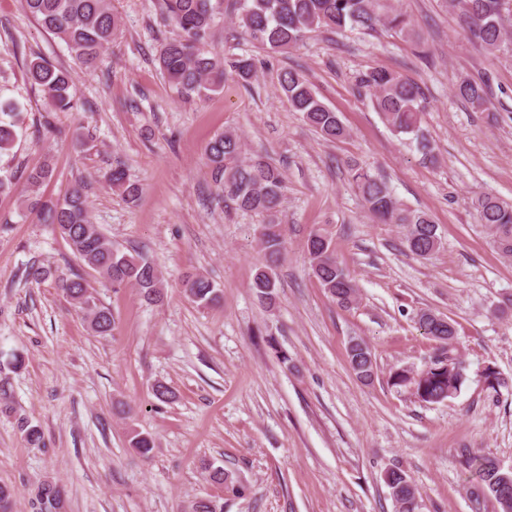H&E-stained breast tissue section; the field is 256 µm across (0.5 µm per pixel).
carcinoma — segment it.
Masks as SVG:
<instances>
[{
  "label": "carcinoma",
  "mask_w": 512,
  "mask_h": 512,
  "mask_svg": "<svg viewBox=\"0 0 512 512\" xmlns=\"http://www.w3.org/2000/svg\"><path fill=\"white\" fill-rule=\"evenodd\" d=\"M162 21L174 25L179 37L165 43L157 56L159 68L167 81L186 97L207 96L224 87L227 73L244 82L257 71V59L239 56L226 59L205 50V43L218 15L231 12L235 23L249 40L268 54L286 53L315 31L340 33L348 27L372 31L382 25L403 35L413 31L405 14L390 10L379 12L377 0H159ZM26 12L46 31L64 41L75 57L88 67L97 63L119 28L111 0H23ZM462 23L484 49L501 51L512 35V0H450ZM28 79L42 88L54 110L65 112L73 107L74 87L70 75L36 56L27 62ZM361 87L370 92L375 112L396 136H410L425 161H436L434 146L421 127L424 94L421 88L397 72L375 67L362 74ZM455 95L477 110H487V86L468 79L455 84ZM278 92L304 122L324 140L335 142L348 136L338 113L324 104L312 84L296 69L279 74ZM18 113L0 107V155L9 152L17 136ZM244 144L232 131L214 136L206 147L207 165L214 184L226 201L238 209L263 218L260 225L265 262L257 268L253 288L267 307L277 300L276 268L283 250L279 215L284 189L281 168L261 154L243 157ZM52 175L49 166L30 170L25 177L29 194L24 207L38 221L57 226L74 255L86 266L110 281L115 288L132 286L148 303L163 299V284L154 264L143 254L130 256L115 249L91 220L82 185L73 187L63 198L44 201L39 190ZM351 181L373 218L383 224L406 228V250L427 257L441 246L437 224L426 211L411 209L393 193L381 177L362 167H353ZM112 189L134 201L140 187L126 170L117 166L110 174ZM472 205L478 221L492 236L493 244L504 258H512V204L491 192L475 195ZM313 276L333 300L341 306L356 301L357 289L350 273L337 260L333 239L328 231L318 229L307 241ZM56 285L83 309L91 330L99 336L111 334L114 321L105 307L91 303L86 281L75 273L56 279ZM185 294L206 306L220 302L214 283L199 273H189L183 280ZM423 333L438 344L439 354L422 370L420 379L411 377L413 369L401 367L389 376L396 388L415 386L416 398L427 404L443 402L455 395L464 382V368L450 358L448 346L457 334L446 317L425 310L417 315ZM349 365L362 382L372 381L376 364L369 347L352 340L348 348ZM130 447L149 457L154 441L136 433ZM470 473V500L473 512H483L486 502L497 503L501 512H512V472L499 462L469 449L461 453ZM385 483L397 512H417L418 491L402 468L387 470ZM64 492L52 480L42 481L35 490L38 512H63Z\"/></svg>",
  "instance_id": "cac0c4a2"
}]
</instances>
